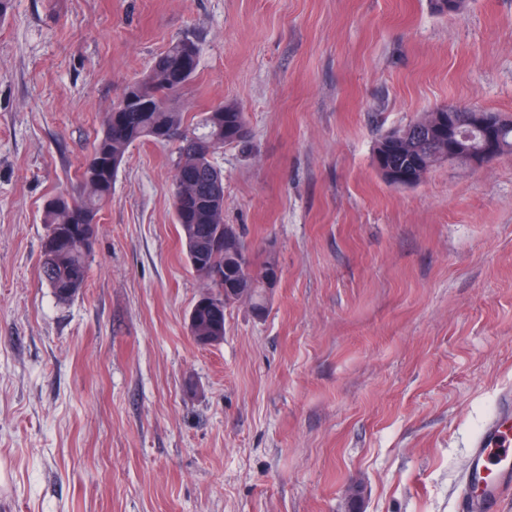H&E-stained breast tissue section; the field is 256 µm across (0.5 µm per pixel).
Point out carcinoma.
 <instances>
[{
    "instance_id": "cac0c4a2",
    "label": "carcinoma",
    "mask_w": 512,
    "mask_h": 512,
    "mask_svg": "<svg viewBox=\"0 0 512 512\" xmlns=\"http://www.w3.org/2000/svg\"><path fill=\"white\" fill-rule=\"evenodd\" d=\"M183 42L182 38L173 41L146 71L126 84L112 109L104 113L92 152L82 164L76 183L50 196L43 206L41 222L57 236L43 243L40 275L61 302L70 301L85 287L99 215L112 199L129 149L149 139L178 144L172 213L187 261L201 259L223 277L220 282L209 281L205 288L214 291L229 286L247 294L255 313L266 310L267 291L280 278L275 259L268 256L257 261V255L237 233L224 237V249L216 251L212 247L216 231L224 223V205L211 193L214 181L223 176L214 158L226 146L246 149L251 131L244 112L234 104H216L196 123L188 122L179 99L199 62L180 61ZM215 114L223 115L224 139L217 144L213 143ZM432 114L434 126L422 135L416 134L421 124L418 119L379 139L374 160L389 184L398 185L395 176L408 172L414 173L418 184L439 165L432 159V150L448 132V108H438ZM497 117L502 155L512 152V115L499 113ZM212 318L209 308L192 307V335H209Z\"/></svg>"
}]
</instances>
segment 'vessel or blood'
<instances>
[{"instance_id":"1","label":"vessel or blood","mask_w":512,"mask_h":512,"mask_svg":"<svg viewBox=\"0 0 512 512\" xmlns=\"http://www.w3.org/2000/svg\"><path fill=\"white\" fill-rule=\"evenodd\" d=\"M512 499V391H503L494 412L473 438L457 488L459 512H502Z\"/></svg>"}]
</instances>
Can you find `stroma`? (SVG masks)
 <instances>
[{
  "instance_id": "stroma-1",
  "label": "stroma",
  "mask_w": 512,
  "mask_h": 512,
  "mask_svg": "<svg viewBox=\"0 0 512 512\" xmlns=\"http://www.w3.org/2000/svg\"><path fill=\"white\" fill-rule=\"evenodd\" d=\"M189 115L238 105L224 221L280 280L264 316L203 291L174 146L135 144L86 284L39 278L44 202L125 83L181 36ZM512 115V0H12L0 25V512H457L512 388V154L396 187L379 138L441 106ZM195 304L192 307V309L189 313V318H188V320L190 321L189 323L193 324L192 325V328H193L192 334H190V335L193 336L197 341H199L200 344L206 345V346L215 344V343L219 342L221 339H222L221 341H223V339H224V322L223 321H222V323L219 322L220 327H221V332H222L221 336L220 335H218V336L209 335V333H211V329H210L208 323L213 318L212 312L209 308H207V306H195ZM189 323H188V328H189ZM195 339H194V341H195ZM197 341H195V342L198 344ZM219 343H217V344H219Z\"/></svg>"
}]
</instances>
